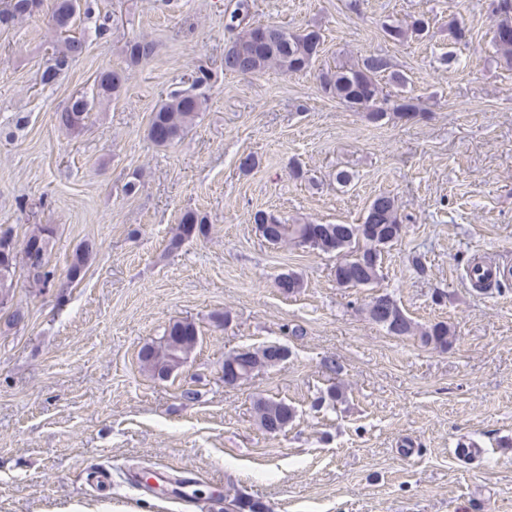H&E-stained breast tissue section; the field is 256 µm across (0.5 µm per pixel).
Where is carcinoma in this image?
I'll list each match as a JSON object with an SVG mask.
<instances>
[{
	"instance_id": "obj_1",
	"label": "carcinoma",
	"mask_w": 512,
	"mask_h": 512,
	"mask_svg": "<svg viewBox=\"0 0 512 512\" xmlns=\"http://www.w3.org/2000/svg\"><path fill=\"white\" fill-rule=\"evenodd\" d=\"M43 0H0V26L35 15ZM97 0H53L48 23L60 37L54 47L51 64L42 74L41 82L49 85L78 59L86 49L84 38L73 34L77 21L94 23L97 37L104 39L112 30V17L96 11ZM489 8L496 16L492 44L499 62L512 67V0H490ZM249 0H237L234 9L224 12V28L232 34L224 50V71L242 77L258 75L274 68L283 74H294L312 67L321 52L322 35L316 29L291 30L276 24L249 23ZM386 37L400 41L412 34L418 38L429 32V21L421 16L410 27L383 25ZM154 52L153 45L135 41L127 46V68L106 69L100 72L87 91L78 93L69 106L57 113L58 123L67 130L78 131L85 125L89 112L96 106L118 97L128 79V71L147 61ZM393 65L384 55L370 53L357 61H345L318 75L324 93L354 112H364L372 123L386 118L410 119L419 107L410 98H392L382 85L389 75L394 83L405 77L392 71ZM208 75L201 71L187 88L169 91L152 112L148 137L159 147L179 141L196 123L206 103ZM251 220L261 236L271 245L291 244L306 247L307 239L315 250L336 254L334 271L337 284L345 288L370 286L381 277L382 251L399 240L402 220L395 199L388 194L377 195L370 203L359 224H290L279 216L257 210ZM209 225L194 211L182 214L170 239L169 249H179L185 242L205 238ZM53 229L46 224H34L21 241L7 232L0 233V311L7 312L6 325L17 326L25 319V311L13 305L16 278L23 277L36 288H47L55 280L50 264L49 245ZM93 256V247L85 245L76 250L67 269V280H81ZM279 290L295 294L303 281L295 272L279 274L275 279ZM368 318L385 327L395 336H413L424 346L446 350L454 341V331L445 321L425 327L418 326L406 316L388 294L371 298L366 305ZM195 322L184 319L168 324L163 335L144 345L138 354L142 370L154 378L166 379L191 354L198 341ZM274 344L249 349V369L257 374L275 367L284 359L276 357ZM255 420L268 434H279L288 428L295 417L294 407L283 400L258 396L254 402ZM235 506L236 512H263L262 502L246 496L224 499V506Z\"/></svg>"
}]
</instances>
